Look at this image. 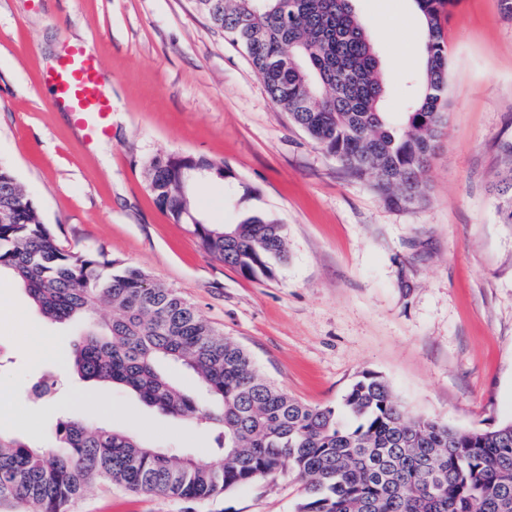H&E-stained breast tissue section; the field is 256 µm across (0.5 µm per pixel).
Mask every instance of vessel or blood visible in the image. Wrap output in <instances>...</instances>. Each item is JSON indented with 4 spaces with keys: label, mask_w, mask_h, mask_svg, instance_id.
<instances>
[{
    "label": "vessel or blood",
    "mask_w": 512,
    "mask_h": 512,
    "mask_svg": "<svg viewBox=\"0 0 512 512\" xmlns=\"http://www.w3.org/2000/svg\"><path fill=\"white\" fill-rule=\"evenodd\" d=\"M42 83L50 92L52 108L75 113L87 134L105 133L106 119L112 110L111 96L97 59L83 47H70L57 65L44 74Z\"/></svg>",
    "instance_id": "obj_1"
}]
</instances>
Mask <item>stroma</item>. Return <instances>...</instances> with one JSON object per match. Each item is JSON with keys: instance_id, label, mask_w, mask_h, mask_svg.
Here are the masks:
<instances>
[{"instance_id": "stroma-1", "label": "stroma", "mask_w": 512, "mask_h": 512, "mask_svg": "<svg viewBox=\"0 0 512 512\" xmlns=\"http://www.w3.org/2000/svg\"><path fill=\"white\" fill-rule=\"evenodd\" d=\"M399 111L423 42L414 0H353ZM448 39L447 120L430 159L427 199L385 204L271 101L245 52L190 0H0V161L59 243L145 270L177 288L251 354L276 386L336 405L376 373L410 413L461 429L512 422V224L495 186L512 142V0H456ZM88 45L112 80L107 134L53 109L40 84L44 47ZM163 154L203 157L228 178L195 181L199 215L228 224L269 213L290 259L253 279L204 252L188 224L156 205L143 171ZM76 324L43 318L0 272V434L45 447L67 415L211 462L206 424L165 416L135 395L80 382L56 362ZM303 485L281 472L208 500L90 487L68 512H295Z\"/></svg>"}]
</instances>
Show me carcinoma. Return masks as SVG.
I'll return each instance as SVG.
<instances>
[{
    "mask_svg": "<svg viewBox=\"0 0 512 512\" xmlns=\"http://www.w3.org/2000/svg\"><path fill=\"white\" fill-rule=\"evenodd\" d=\"M241 47L275 106L347 173L390 206L426 199V170L446 119L448 43L441 20L455 0H414L427 30L424 89L390 119L387 79L351 0H192ZM157 206L190 224L203 250L252 278L288 262L285 225L265 214L202 222L192 204L198 174L224 177L201 157L156 155L144 164ZM512 224V173L497 186ZM0 270L39 312L77 320L83 338L62 370L125 388L173 418L204 416L218 430L220 463L172 456L128 433L58 418L53 445L0 435V501L27 512H64L98 482L203 500L284 470L304 484L297 512H512V423L461 431L412 417L374 373L336 406L304 404L267 380L250 354L175 289L102 251H68L42 223L14 170L0 162ZM119 311L110 321L101 307ZM195 374L203 397L167 372Z\"/></svg>",
    "mask_w": 512,
    "mask_h": 512,
    "instance_id": "carcinoma-1",
    "label": "carcinoma"
}]
</instances>
